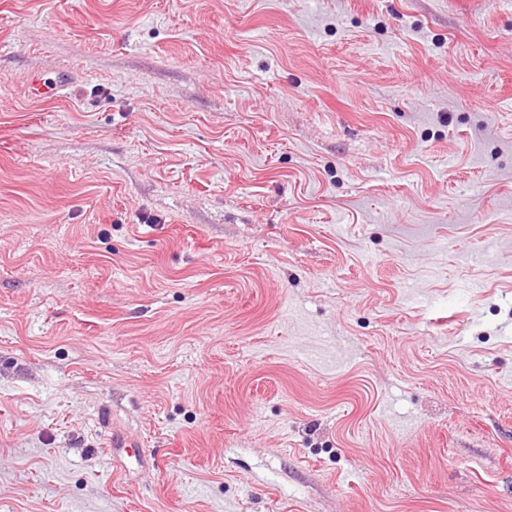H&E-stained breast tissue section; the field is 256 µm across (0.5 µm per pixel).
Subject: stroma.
Segmentation results:
<instances>
[{"label":"stroma","instance_id":"stroma-1","mask_svg":"<svg viewBox=\"0 0 512 512\" xmlns=\"http://www.w3.org/2000/svg\"><path fill=\"white\" fill-rule=\"evenodd\" d=\"M0 512H512V0H0Z\"/></svg>","mask_w":512,"mask_h":512}]
</instances>
